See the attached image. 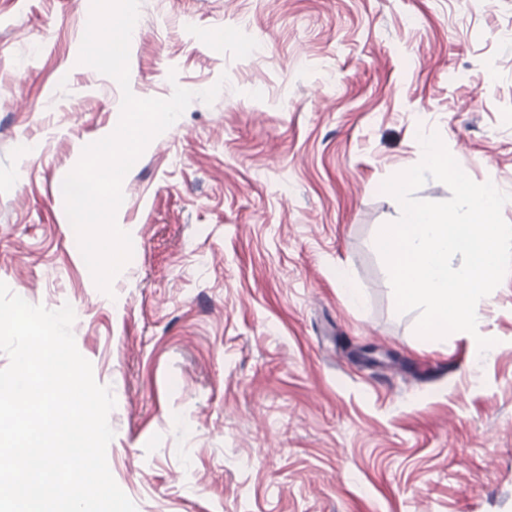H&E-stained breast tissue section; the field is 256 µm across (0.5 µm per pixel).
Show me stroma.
<instances>
[{"label": "stroma", "mask_w": 512, "mask_h": 512, "mask_svg": "<svg viewBox=\"0 0 512 512\" xmlns=\"http://www.w3.org/2000/svg\"><path fill=\"white\" fill-rule=\"evenodd\" d=\"M90 10L0 0V281L72 306L137 512H512V272L476 363L397 313L375 247L422 132L512 223V0H140L132 93L223 88L124 178L108 295L62 193L120 117Z\"/></svg>", "instance_id": "obj_1"}]
</instances>
